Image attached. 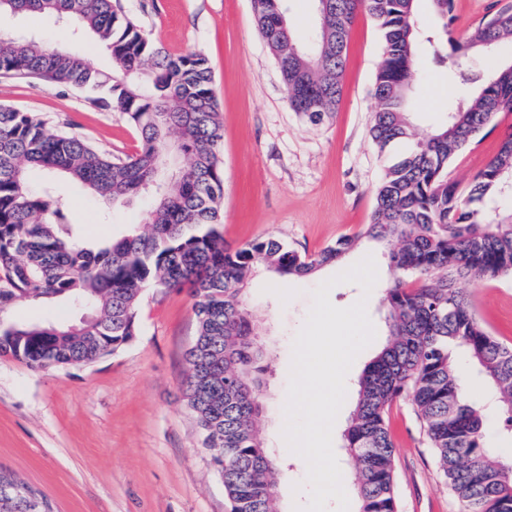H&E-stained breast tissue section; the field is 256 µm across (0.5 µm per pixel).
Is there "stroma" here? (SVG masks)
I'll list each match as a JSON object with an SVG mask.
<instances>
[{
    "label": "stroma",
    "mask_w": 512,
    "mask_h": 512,
    "mask_svg": "<svg viewBox=\"0 0 512 512\" xmlns=\"http://www.w3.org/2000/svg\"><path fill=\"white\" fill-rule=\"evenodd\" d=\"M144 33L174 54L196 52L212 68L224 126V239L231 247L266 237L312 254L368 224L373 190L390 158L380 155L369 128L373 79L382 59L379 26L358 12L350 31L343 96L332 119L312 124L288 105L276 61L259 35L252 0H117ZM0 27L50 46L69 45L93 67L111 71L112 59L92 39L66 41L53 18L4 15ZM448 65L419 62L414 122L428 133L461 96ZM0 105L34 112L50 126L73 132L116 156L141 146L126 116L92 104L86 92L50 88L33 79L0 77ZM512 139V112L498 114L454 157L450 177L467 184ZM73 223L90 238L120 237L139 223L151 200L119 208L88 187L58 186ZM373 256L378 285L367 296L376 337L355 359L339 412L346 423L356 384L376 349L387 340L383 288L390 280L387 251L368 241L338 264L306 278L259 273L247 286L260 314V339L270 357L267 402L261 415L269 447L282 460L275 485L281 512L306 505L304 463L282 438L292 343L325 280ZM459 288L476 294L477 311L491 332L512 344V278ZM196 337L189 290L144 292L139 333L124 349L87 365L39 370L0 356V470L44 494L55 512H229L224 485L183 401L185 353ZM395 443L399 512H456L434 453L410 406L390 413Z\"/></svg>",
    "instance_id": "1"
}]
</instances>
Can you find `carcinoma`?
<instances>
[{"instance_id": "obj_1", "label": "carcinoma", "mask_w": 512, "mask_h": 512, "mask_svg": "<svg viewBox=\"0 0 512 512\" xmlns=\"http://www.w3.org/2000/svg\"><path fill=\"white\" fill-rule=\"evenodd\" d=\"M284 0H255V23L274 55L288 105L311 123L336 112L343 90L350 26L365 10L378 23L382 60L370 135L380 152L405 150L386 167L369 224L315 254L272 238L236 249L224 244L223 126L207 59L173 55L150 41L113 0H0V13H41L93 35L112 57L105 75L83 57L39 39L0 30V75L36 78L53 88L106 94L138 131V152L114 158L83 137L52 128L39 115L0 106V356L32 368L90 364L127 346L138 333L144 290L190 284L197 334L183 397L207 435L230 512H279L275 452L260 424L266 351L245 292L255 269L304 278L340 262L363 239L387 248L392 281L384 289L386 345L359 380L343 433L352 459L358 512H398L395 446L387 427L392 406L411 404L459 512H512V454L488 439L485 409L470 398L459 360L494 398L499 435L512 438V346L479 318L475 294L460 280L512 276V141L469 184L448 177L452 157L500 112H512V61L499 59L512 41V4L485 16L462 42L448 40L454 0H429L442 23L426 35L416 25L418 0H328L317 6V33L299 41ZM479 53L487 68L452 70L466 95L432 133L411 119L425 52L440 63ZM37 167L88 186L115 204L148 195L152 206L118 239L89 240L71 222L55 187L29 189ZM68 300L87 305L92 323L17 322L20 303ZM0 498V512H53L33 488Z\"/></svg>"}]
</instances>
